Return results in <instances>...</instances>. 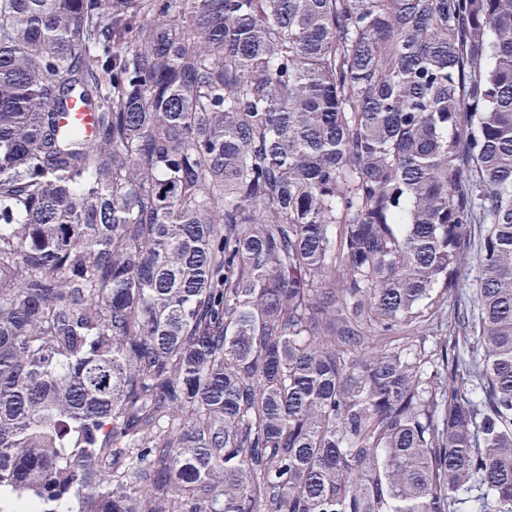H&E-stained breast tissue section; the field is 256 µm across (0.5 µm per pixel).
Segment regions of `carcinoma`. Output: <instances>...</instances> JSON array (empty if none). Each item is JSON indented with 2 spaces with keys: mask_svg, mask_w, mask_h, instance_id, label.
I'll use <instances>...</instances> for the list:
<instances>
[{
  "mask_svg": "<svg viewBox=\"0 0 512 512\" xmlns=\"http://www.w3.org/2000/svg\"><path fill=\"white\" fill-rule=\"evenodd\" d=\"M5 493L512 512V0H0ZM60 123L62 126L79 123L84 127L87 135H91L93 132L92 112H90L86 106L77 101H72L69 104L67 111L63 112Z\"/></svg>",
  "mask_w": 512,
  "mask_h": 512,
  "instance_id": "1",
  "label": "carcinoma"
}]
</instances>
